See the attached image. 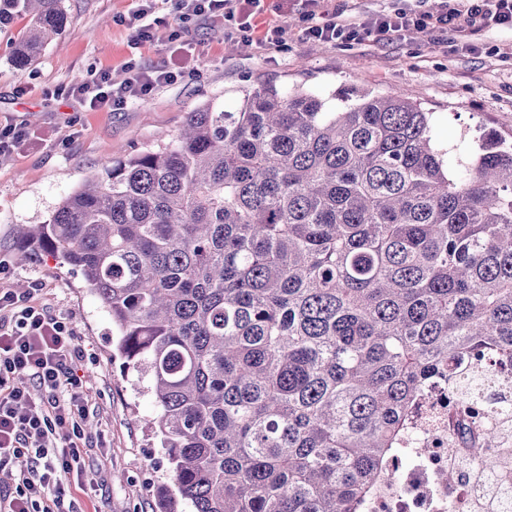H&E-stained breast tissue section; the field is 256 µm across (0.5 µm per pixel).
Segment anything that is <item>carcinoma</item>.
Listing matches in <instances>:
<instances>
[{
  "label": "carcinoma",
  "mask_w": 512,
  "mask_h": 512,
  "mask_svg": "<svg viewBox=\"0 0 512 512\" xmlns=\"http://www.w3.org/2000/svg\"><path fill=\"white\" fill-rule=\"evenodd\" d=\"M12 61L65 33L61 0H0ZM259 85L87 176L22 257L79 269L147 380L172 473L160 512H359L414 399L480 353L512 360V143L463 165L403 94ZM469 443L478 469L502 434Z\"/></svg>",
  "instance_id": "carcinoma-1"
}]
</instances>
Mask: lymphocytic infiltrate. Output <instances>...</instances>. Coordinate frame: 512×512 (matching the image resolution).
Masks as SVG:
<instances>
[{
	"mask_svg": "<svg viewBox=\"0 0 512 512\" xmlns=\"http://www.w3.org/2000/svg\"><path fill=\"white\" fill-rule=\"evenodd\" d=\"M265 0H175L179 26L171 36L174 52H183L188 23L220 18L232 32L254 41L259 49L276 52L288 40V24L263 22ZM302 35L326 43H350L403 36L413 30H450L458 49L489 24L512 28V0H468L466 9L447 5L439 13L397 8L363 20L328 12L324 0H301ZM127 79L112 84L107 74L91 75L75 91L90 108L119 111L186 74L178 63L145 69L127 62ZM86 350L65 318L50 314L32 294L0 289V512H74L72 489L84 479L82 454L89 440L84 420L90 399L79 367ZM28 371L40 388L32 398L15 381Z\"/></svg>",
	"mask_w": 512,
	"mask_h": 512,
	"instance_id": "f902f5d3",
	"label": "lymphocytic infiltrate"
}]
</instances>
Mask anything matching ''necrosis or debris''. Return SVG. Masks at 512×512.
<instances>
[{
	"label": "necrosis or debris",
	"mask_w": 512,
	"mask_h": 512,
	"mask_svg": "<svg viewBox=\"0 0 512 512\" xmlns=\"http://www.w3.org/2000/svg\"><path fill=\"white\" fill-rule=\"evenodd\" d=\"M482 368L480 362H464L447 381L419 391L401 448L388 459L362 512H491L496 496L512 497V436L490 449L492 463L482 484L467 474L470 450L457 438L466 423L477 434L512 426V368L503 367L493 380L486 394L490 411L463 401L460 378Z\"/></svg>",
	"instance_id": "necrosis-or-debris-1"
}]
</instances>
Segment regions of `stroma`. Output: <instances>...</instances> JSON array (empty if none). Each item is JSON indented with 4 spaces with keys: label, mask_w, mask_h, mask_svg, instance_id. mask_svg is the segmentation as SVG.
<instances>
[{
    "label": "stroma",
    "mask_w": 512,
    "mask_h": 512,
    "mask_svg": "<svg viewBox=\"0 0 512 512\" xmlns=\"http://www.w3.org/2000/svg\"><path fill=\"white\" fill-rule=\"evenodd\" d=\"M67 28L47 44L36 62L17 69L12 45L26 26L15 19L0 31V117L37 131L36 143L0 158V260L8 268L0 286L36 297L66 318L89 356L83 387L91 397L85 427L94 446L85 455L86 480L74 497L80 512H159L157 490L170 482L158 439L136 417L155 414V403L112 356V321L82 276L60 256L34 252L18 263V229L47 223L58 203L91 171L112 160L171 140L186 112L213 102L235 107L244 89L273 84L304 86L323 97L357 85L400 92L434 117L433 137L452 157L472 153L475 130L512 139V30L488 25L473 36L475 51H459L446 31L408 33L375 42L307 41L289 27L285 50L264 53L225 39L224 23L190 27L187 39L202 62L176 84L157 88L123 110L92 109L68 95L88 72L126 77L124 65L170 63L168 35L175 25L171 0H156L159 24L153 41L132 46L127 22L132 0H62Z\"/></svg>",
    "instance_id": "1"
}]
</instances>
